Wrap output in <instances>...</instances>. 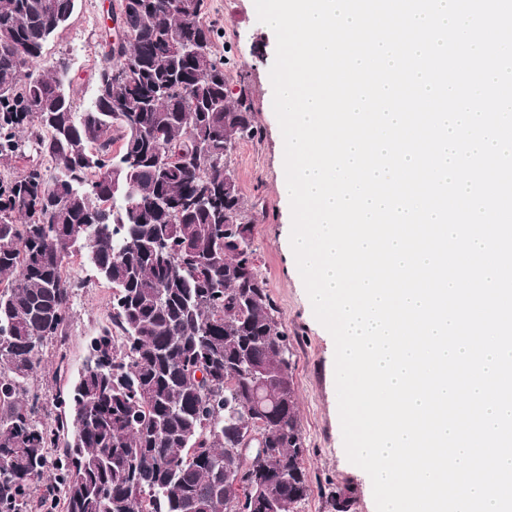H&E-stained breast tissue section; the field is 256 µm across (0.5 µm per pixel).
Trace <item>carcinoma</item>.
Returning a JSON list of instances; mask_svg holds the SVG:
<instances>
[{
    "label": "carcinoma",
    "mask_w": 512,
    "mask_h": 512,
    "mask_svg": "<svg viewBox=\"0 0 512 512\" xmlns=\"http://www.w3.org/2000/svg\"><path fill=\"white\" fill-rule=\"evenodd\" d=\"M78 2L0 0V160L26 146L39 156L0 178V512L47 501L62 512H227L224 483L255 428L254 369L273 404L264 452L249 462L263 494L248 512H296L310 484L293 352L255 265L260 212L245 210L231 169L235 144L259 128L245 90L228 95L207 0L191 13L177 0H119L134 37L106 36L86 105L67 92L65 63L44 58ZM177 41L210 52L180 55ZM123 63L134 70L116 83ZM166 155L180 163L160 167ZM78 254L112 285L111 325L47 422L29 381L47 344L64 368L86 287L66 273Z\"/></svg>",
    "instance_id": "carcinoma-1"
}]
</instances>
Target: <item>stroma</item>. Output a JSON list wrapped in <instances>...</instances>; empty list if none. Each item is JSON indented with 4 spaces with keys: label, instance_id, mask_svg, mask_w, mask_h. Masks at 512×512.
Returning <instances> with one entry per match:
<instances>
[{
    "label": "stroma",
    "instance_id": "stroma-1",
    "mask_svg": "<svg viewBox=\"0 0 512 512\" xmlns=\"http://www.w3.org/2000/svg\"><path fill=\"white\" fill-rule=\"evenodd\" d=\"M209 20L219 30L215 45L226 60L224 73L231 92L246 90L260 135L239 142L232 169L245 205H259L264 217L254 228L257 267L265 278L282 325L293 346L294 382L298 415L306 446L304 467L311 492L297 512H336L332 496L351 497V512H376L369 476L349 462L343 443L334 379L335 345L331 334L315 319L304 283L288 252L291 211L278 193L284 176L282 134L273 111L270 69L275 59L273 31L258 22L254 0H208ZM109 0H79L67 24L45 50L48 61L63 60L69 67L71 92L83 102L95 92L103 63L102 36L113 26ZM71 274L86 280L69 324L68 359L56 370L54 351L44 347L45 363L32 381L46 397L67 392L88 355V346L109 325L112 288L98 281L83 257L69 265Z\"/></svg>",
    "mask_w": 512,
    "mask_h": 512
}]
</instances>
